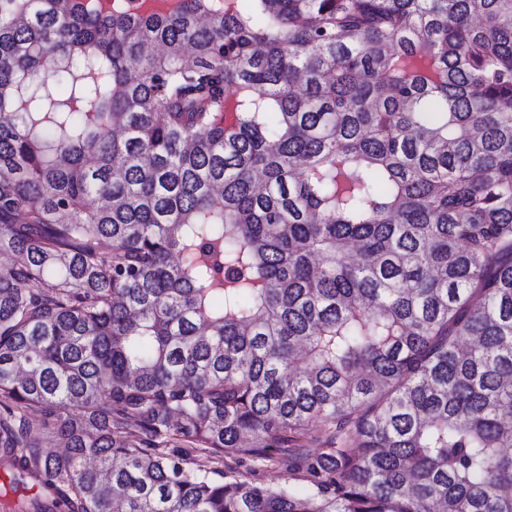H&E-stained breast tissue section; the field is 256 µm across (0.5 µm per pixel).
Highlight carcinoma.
<instances>
[{"mask_svg":"<svg viewBox=\"0 0 512 512\" xmlns=\"http://www.w3.org/2000/svg\"><path fill=\"white\" fill-rule=\"evenodd\" d=\"M2 254L19 512H512V0H0ZM213 461L214 462L209 463V466L215 471V474H211V476L216 480H223L222 476H224L225 473L228 475L247 476L249 478H256L265 483L279 485L298 483L297 480L293 479V476L284 465L275 462L273 464L269 462L267 466L259 467L249 459L238 461L223 458ZM255 468L258 470L256 473L253 472Z\"/></svg>","mask_w":512,"mask_h":512,"instance_id":"obj_1","label":"carcinoma"}]
</instances>
